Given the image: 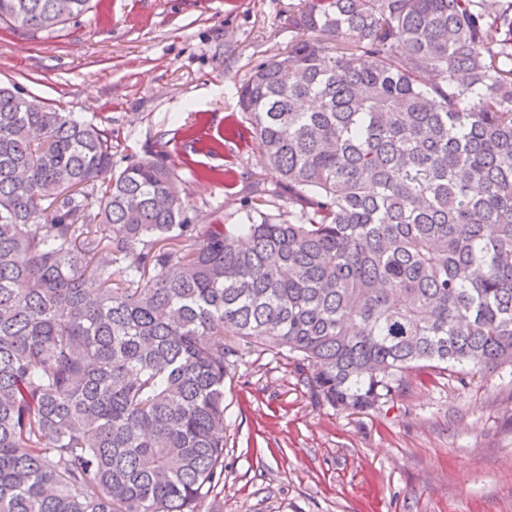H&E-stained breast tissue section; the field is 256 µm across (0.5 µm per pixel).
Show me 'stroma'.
<instances>
[{
	"label": "stroma",
	"instance_id": "stroma-1",
	"mask_svg": "<svg viewBox=\"0 0 512 512\" xmlns=\"http://www.w3.org/2000/svg\"><path fill=\"white\" fill-rule=\"evenodd\" d=\"M300 0H91L53 31L0 24V84L115 133L117 166L158 139L196 223L230 224L274 174L238 107L253 67L287 51ZM302 365L245 345L225 382L224 483L203 512H512V366L426 370L388 402H314Z\"/></svg>",
	"mask_w": 512,
	"mask_h": 512
}]
</instances>
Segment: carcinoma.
Returning <instances> with one entry per match:
<instances>
[{
  "instance_id": "cac0c4a2",
  "label": "carcinoma",
  "mask_w": 512,
  "mask_h": 512,
  "mask_svg": "<svg viewBox=\"0 0 512 512\" xmlns=\"http://www.w3.org/2000/svg\"><path fill=\"white\" fill-rule=\"evenodd\" d=\"M288 25L239 88L276 181L235 224L194 223L163 149L117 171L112 130L0 86V512H202L226 333L352 411L512 366V0H305Z\"/></svg>"
}]
</instances>
